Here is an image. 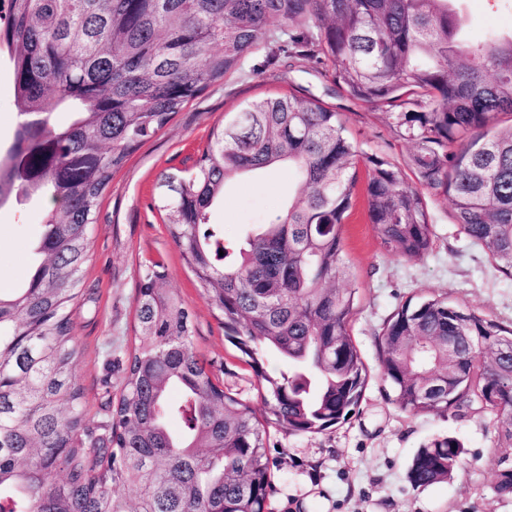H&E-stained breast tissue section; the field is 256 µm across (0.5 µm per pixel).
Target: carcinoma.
I'll return each instance as SVG.
<instances>
[{"label":"carcinoma","instance_id":"cac0c4a2","mask_svg":"<svg viewBox=\"0 0 512 512\" xmlns=\"http://www.w3.org/2000/svg\"><path fill=\"white\" fill-rule=\"evenodd\" d=\"M462 25L454 0H9L0 52L30 123L0 153V206H43L28 277L0 288V512H269L265 424L318 434L359 407L369 374L349 330L356 289L336 286L359 165L387 252L426 255L433 225L400 166L361 156L337 112L284 93L225 115L192 170L162 175L158 196L258 380L263 414L212 381L191 347L192 314L157 263L140 274L111 420L99 434L86 427L74 314L98 200L133 152L250 56L291 67L312 46L354 98L391 108L420 186L450 196L460 232L512 276V126L496 128L512 114V35L472 44ZM62 108L65 126L54 121ZM276 166L295 176L288 202L225 241L212 214L226 183ZM376 343L401 411L493 414L512 448V327L430 297L401 305ZM271 358L279 369L267 370ZM463 455L456 437L435 438L408 479L450 481ZM493 490L512 494V466Z\"/></svg>","mask_w":512,"mask_h":512}]
</instances>
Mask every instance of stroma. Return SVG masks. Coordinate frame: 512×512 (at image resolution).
Instances as JSON below:
<instances>
[{
    "mask_svg": "<svg viewBox=\"0 0 512 512\" xmlns=\"http://www.w3.org/2000/svg\"><path fill=\"white\" fill-rule=\"evenodd\" d=\"M456 5L465 34L474 42L512 32V5L506 0H456ZM254 64L247 59L241 73L208 88L178 112L127 159L100 199L80 277L84 301L74 330L82 352L76 376L89 428L105 418L106 382H118L127 365L139 273L155 262L163 264L168 288L194 316L193 350L213 379L253 404L261 402L255 377L225 340L217 311L201 293L157 207L161 174L192 166L225 113L257 97L292 92L340 112L363 153L398 163L408 154L407 144L393 135L379 110L337 87L332 68L315 67L307 58L292 69L281 61L260 70ZM292 178L288 170L268 169L231 182L214 213L225 239H239L268 222L286 200ZM423 197L435 237L432 250L419 259L388 253L368 220L363 193L353 197L343 229V261L345 284L357 291L351 334L368 367L369 384L359 408L337 428L310 436L269 427L271 512H512V495L492 490L498 471L512 462V448L498 445L494 416H412L392 403L382 380L375 338L403 303L445 297L512 324V276L458 232L449 196L427 190ZM40 212L37 205L0 207V286L25 277ZM448 434L466 449L460 471L451 481L413 487L408 469L414 454Z\"/></svg>",
    "mask_w": 512,
    "mask_h": 512,
    "instance_id": "stroma-1",
    "label": "stroma"
}]
</instances>
